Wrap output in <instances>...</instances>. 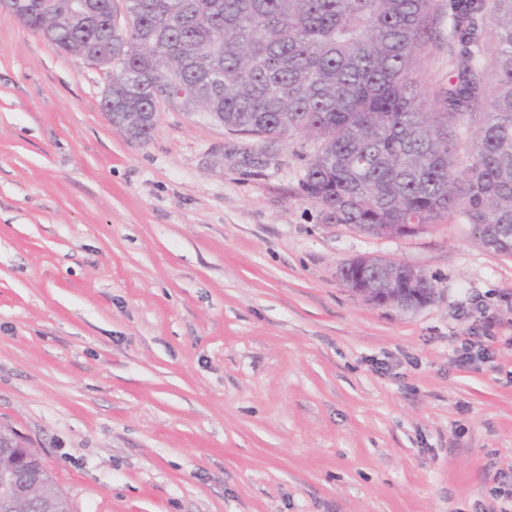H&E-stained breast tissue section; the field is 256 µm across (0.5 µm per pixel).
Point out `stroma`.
Returning a JSON list of instances; mask_svg holds the SVG:
<instances>
[{"label": "stroma", "instance_id": "obj_1", "mask_svg": "<svg viewBox=\"0 0 512 512\" xmlns=\"http://www.w3.org/2000/svg\"><path fill=\"white\" fill-rule=\"evenodd\" d=\"M108 83L0 10V429L74 512H512V255L328 223L300 137L163 102L130 141ZM358 256L433 301L367 303ZM349 267L354 271V278L347 280L342 277L340 271L347 272ZM375 271L385 272V288L391 289V294H381L377 290L379 288H369L368 279ZM338 275L347 288L366 302L375 306L396 308L405 304H415L402 297L398 290L415 288L419 281L426 278L422 271L405 263L368 256L355 258L341 266Z\"/></svg>", "mask_w": 512, "mask_h": 512}]
</instances>
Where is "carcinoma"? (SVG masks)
<instances>
[{
  "mask_svg": "<svg viewBox=\"0 0 512 512\" xmlns=\"http://www.w3.org/2000/svg\"><path fill=\"white\" fill-rule=\"evenodd\" d=\"M22 23L71 56L112 66L117 128L170 85L230 132L317 144L300 189L334 224H436L460 213L512 251V0H448V81L430 95L421 55L434 0H109L75 21L63 0H19ZM471 134L459 166V127Z\"/></svg>",
  "mask_w": 512,
  "mask_h": 512,
  "instance_id": "1",
  "label": "carcinoma"
}]
</instances>
